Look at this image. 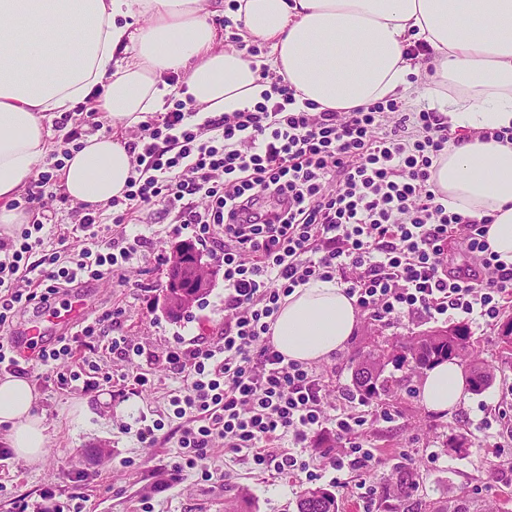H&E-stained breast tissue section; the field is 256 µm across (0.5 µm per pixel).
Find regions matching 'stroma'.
I'll list each match as a JSON object with an SVG mask.
<instances>
[{
  "label": "stroma",
  "instance_id": "35a3bbf8",
  "mask_svg": "<svg viewBox=\"0 0 512 512\" xmlns=\"http://www.w3.org/2000/svg\"><path fill=\"white\" fill-rule=\"evenodd\" d=\"M132 235L144 236L137 262L125 281L113 276L80 286L89 298V319L115 313L119 331L140 344L144 354L134 363L114 359L108 337L97 343L99 391L86 392L71 380L66 369L41 359L21 360L37 394V411L47 427V444L41 461L29 463L16 455L0 459V512H16L18 499H36L53 488L60 499L79 503L82 512H296L302 489L315 486L335 494L341 512H377L375 490L394 466L403 465L419 475L420 492L429 498L448 494L484 500L499 512H512V441L493 446L479 423L485 415L512 421V366L504 364L496 324L468 322L481 358L493 364L496 376L481 393L468 394L457 410L439 413L429 409L420 395L421 377L388 367L397 381L393 395L374 400L378 411H388L391 421L368 419L364 435L376 449L374 466L352 473L336 472L329 462L336 456L332 432L314 438L303 455L315 479L292 478L255 469L245 454L208 449L202 472L179 477L169 469L179 453L169 431L159 433L151 445L140 443L136 432L141 418H162L166 396L178 386L177 375L162 360L164 352L180 341L219 342L224 330V276L215 271L206 295L180 318L162 309L169 277V258L179 245L191 242L190 231L174 234L161 207L128 226ZM436 321L406 320L390 325L359 313L355 331L344 349L320 361L329 397L352 388V359L372 344L397 336L432 330ZM152 373L151 387L134 391L120 381L130 366ZM91 474L88 482L77 481ZM357 482L356 490L341 488V481Z\"/></svg>",
  "mask_w": 512,
  "mask_h": 512
}]
</instances>
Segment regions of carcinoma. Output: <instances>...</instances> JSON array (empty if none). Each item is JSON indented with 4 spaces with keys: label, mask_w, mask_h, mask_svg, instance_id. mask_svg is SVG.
Here are the masks:
<instances>
[{
    "label": "carcinoma",
    "mask_w": 512,
    "mask_h": 512,
    "mask_svg": "<svg viewBox=\"0 0 512 512\" xmlns=\"http://www.w3.org/2000/svg\"><path fill=\"white\" fill-rule=\"evenodd\" d=\"M368 364L356 362L352 372L353 387L368 398L388 395L393 388L386 368L394 363L405 364L412 359L417 368L425 370L442 361L456 360L469 375L471 390L482 392L494 378V367L480 359L469 329L456 325L407 336L394 342L384 341L362 355ZM419 475L410 468H397L380 484L379 512H493L465 496L426 499L418 496ZM297 512H340L336 495L325 488H307L296 504Z\"/></svg>",
    "instance_id": "obj_1"
}]
</instances>
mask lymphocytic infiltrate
Masks as SVG:
<instances>
[{
  "mask_svg": "<svg viewBox=\"0 0 512 512\" xmlns=\"http://www.w3.org/2000/svg\"><path fill=\"white\" fill-rule=\"evenodd\" d=\"M260 78L270 79L267 70ZM167 111L128 141L132 175L105 208L83 204L52 253L38 255L47 206L41 192L18 200L35 215L0 239V325L35 300L78 282L123 275L143 244L126 226L160 205L174 233L191 230L224 271V337L178 344L165 362L180 385L168 393L179 434L175 471L194 469L223 443L261 470L306 472L301 450L333 430L346 443L333 469L374 465L364 441L370 402L339 393L325 412V380L286 360L268 339L283 299L313 279L344 284L364 312L388 323L416 315L492 323L512 298V265L499 261L477 220L448 211L431 179L448 146L436 113L403 111L389 100L346 112L296 105L284 79L253 106L200 117L177 76ZM111 236H103L104 220ZM466 227L480 271L449 270L448 241Z\"/></svg>",
  "mask_w": 512,
  "mask_h": 512,
  "instance_id": "1",
  "label": "lymphocytic infiltrate"
}]
</instances>
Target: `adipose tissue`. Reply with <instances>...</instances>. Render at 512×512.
I'll return each instance as SVG.
<instances>
[{"mask_svg":"<svg viewBox=\"0 0 512 512\" xmlns=\"http://www.w3.org/2000/svg\"><path fill=\"white\" fill-rule=\"evenodd\" d=\"M246 41L271 46L268 64L318 110L423 93L449 130H462L434 162L432 180L449 211L488 219L490 252L512 265V142L481 139L512 128V0H235ZM214 0H0V231L24 223L10 206L51 146L47 113L88 105L109 124L133 126L180 74L211 113L260 101L259 68L212 18ZM144 17L134 25V17ZM428 45V60L407 53ZM432 67L425 84L415 77ZM132 157L117 135L98 134L68 158L64 187L102 206L122 196ZM355 297L336 281L310 280L284 298L270 341L286 360L312 363L343 349L357 324ZM437 412L466 399L462 368L443 363L421 380ZM31 382L0 378V424L18 458L38 462L47 442Z\"/></svg>","mask_w":512,"mask_h":512,"instance_id":"ef3b65f1","label":"adipose tissue"}]
</instances>
